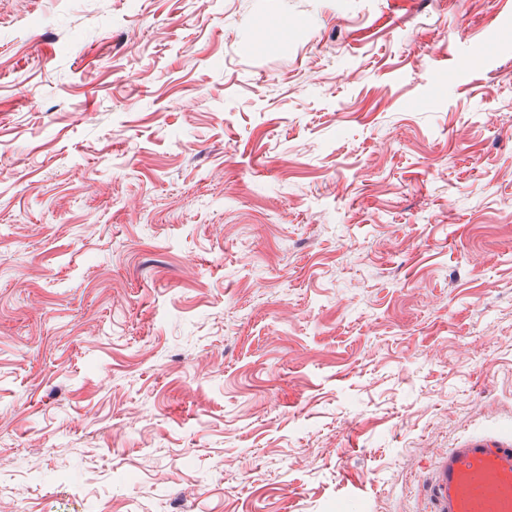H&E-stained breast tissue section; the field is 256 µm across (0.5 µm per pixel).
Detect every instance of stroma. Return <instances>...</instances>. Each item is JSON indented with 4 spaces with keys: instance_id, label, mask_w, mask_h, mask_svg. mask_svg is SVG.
<instances>
[{
    "instance_id": "stroma-1",
    "label": "stroma",
    "mask_w": 512,
    "mask_h": 512,
    "mask_svg": "<svg viewBox=\"0 0 512 512\" xmlns=\"http://www.w3.org/2000/svg\"><path fill=\"white\" fill-rule=\"evenodd\" d=\"M512 441V0H0V512H429ZM509 488L512 492V444L488 448L481 440L437 457L430 479V512H490L478 497L482 483ZM467 488L468 507L462 510L460 490Z\"/></svg>"
}]
</instances>
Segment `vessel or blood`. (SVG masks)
I'll return each mask as SVG.
<instances>
[{
    "label": "vessel or blood",
    "instance_id": "b4317fda",
    "mask_svg": "<svg viewBox=\"0 0 512 512\" xmlns=\"http://www.w3.org/2000/svg\"><path fill=\"white\" fill-rule=\"evenodd\" d=\"M512 489V444L466 442L438 456L429 485L430 512H488L478 497L483 484Z\"/></svg>",
    "mask_w": 512,
    "mask_h": 512
}]
</instances>
